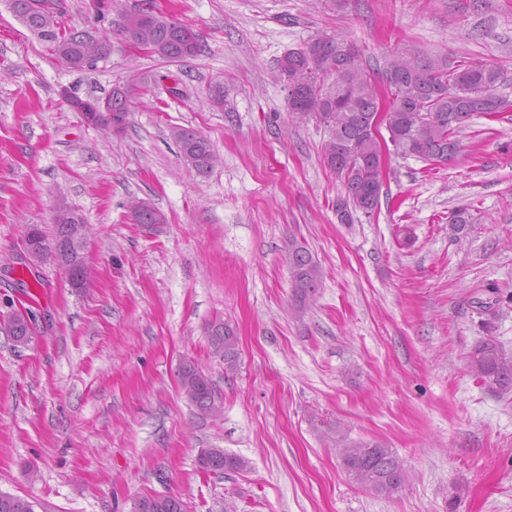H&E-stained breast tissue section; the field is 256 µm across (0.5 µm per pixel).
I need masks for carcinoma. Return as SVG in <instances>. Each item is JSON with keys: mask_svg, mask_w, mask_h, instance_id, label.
<instances>
[{"mask_svg": "<svg viewBox=\"0 0 512 512\" xmlns=\"http://www.w3.org/2000/svg\"><path fill=\"white\" fill-rule=\"evenodd\" d=\"M10 8L30 30L49 45L52 54L74 70L87 69L82 47L92 34L64 25L67 10L61 4L36 12L31 0H9ZM121 33L138 49L165 61L180 62L202 52L198 34L179 19L161 13L152 23L142 25L134 12L123 15ZM381 72L385 93L392 96L385 116L394 152L426 163H446L459 153V134L476 114L505 112L512 105L496 93L503 72L472 60L425 57L410 48L395 52L375 69L363 59L356 43L340 34L320 33L296 49L286 52L277 63L282 81L288 83V106L292 117L315 121L328 134L324 163L342 180L346 196L338 205L341 221L349 224L360 211L373 215L378 208L383 185L371 181L372 159L378 157L379 142L370 132L380 96L373 71ZM112 118L119 120L116 133L128 126L133 102L130 90L115 86L108 95ZM184 164L197 175L208 174L217 161L211 142L199 131L176 126L171 130ZM129 220L146 228L167 223L166 215L155 207L143 209L133 199L128 205ZM84 219L80 211L67 207L65 216L53 218V232L39 230L42 247L32 255V263L51 262L64 270L73 269L89 277L88 267L76 263L87 227L73 220ZM467 205L452 211L449 224L461 233L474 223ZM292 296L297 309L309 306L322 288V272L309 249L294 241L288 248ZM31 319L15 311L0 320V330L23 343L31 334ZM211 347L224 357L228 370L235 368L238 338L234 329L216 321L208 328ZM470 368L488 388L501 398L512 395V354L493 339H486L470 355ZM181 389L202 414L221 410L211 378L193 362L179 371ZM342 467L356 484L380 495H391L407 481V472L392 449L381 442L336 440ZM200 469L222 474L242 470L248 462L224 452L204 448L198 456ZM0 512H35L34 502L0 492ZM132 512H187L175 495L146 496L133 503Z\"/></svg>", "mask_w": 512, "mask_h": 512, "instance_id": "cac0c4a2", "label": "carcinoma"}]
</instances>
